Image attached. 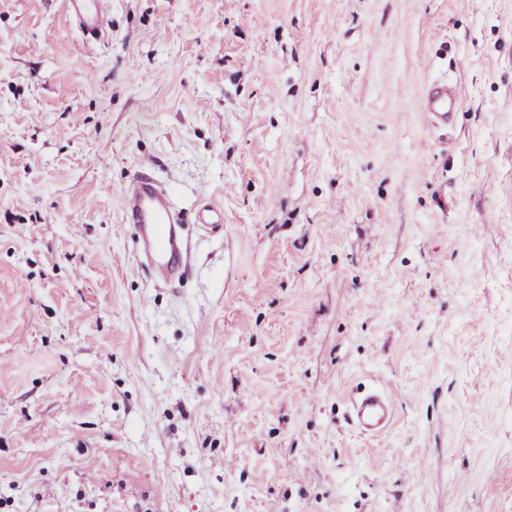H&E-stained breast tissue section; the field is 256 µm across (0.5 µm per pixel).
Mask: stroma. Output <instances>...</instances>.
Listing matches in <instances>:
<instances>
[{"label":"stroma","instance_id":"obj_1","mask_svg":"<svg viewBox=\"0 0 512 512\" xmlns=\"http://www.w3.org/2000/svg\"><path fill=\"white\" fill-rule=\"evenodd\" d=\"M99 2L0 0V512H512V0ZM73 14L78 20L82 32L91 39L99 38L104 32V22L101 17H88L85 13L84 4L92 0H70ZM460 106L457 96L448 90V84H436L430 87L419 104L429 122L447 125ZM124 214L130 224H137L138 240L149 254L148 266L153 277L173 282L177 277L174 258L179 215L168 189L152 176L140 175L124 191ZM398 408V394L386 389L365 394L352 404L351 419L367 433H378L381 425L390 419Z\"/></svg>","mask_w":512,"mask_h":512}]
</instances>
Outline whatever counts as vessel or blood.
Here are the masks:
<instances>
[{"mask_svg": "<svg viewBox=\"0 0 512 512\" xmlns=\"http://www.w3.org/2000/svg\"><path fill=\"white\" fill-rule=\"evenodd\" d=\"M85 2L71 0L73 13L86 36L99 38L104 22L101 17L86 15ZM459 106V99L447 85L437 84L427 90L419 110L427 120L444 125L452 119ZM124 214L128 222L137 226L138 240L149 256L148 266L153 277L161 282H173L177 277L175 254L179 216L172 206L168 189L152 176L140 175L124 191ZM397 408V393L384 389L355 400L351 419L361 430L377 433Z\"/></svg>", "mask_w": 512, "mask_h": 512, "instance_id": "obj_1", "label": "vessel or blood"}]
</instances>
